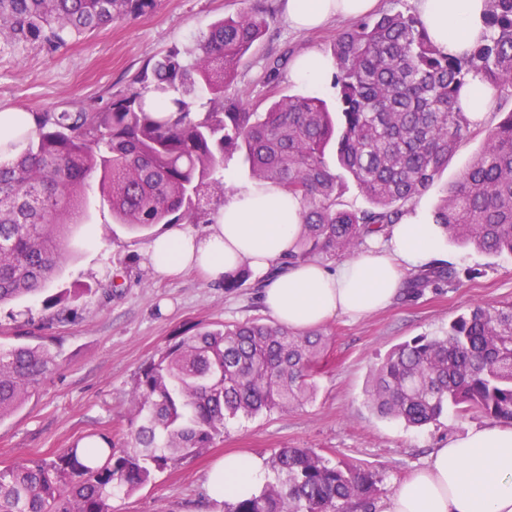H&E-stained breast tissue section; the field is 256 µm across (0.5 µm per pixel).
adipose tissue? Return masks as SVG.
I'll return each instance as SVG.
<instances>
[{
  "instance_id": "obj_1",
  "label": "adipose tissue",
  "mask_w": 512,
  "mask_h": 512,
  "mask_svg": "<svg viewBox=\"0 0 512 512\" xmlns=\"http://www.w3.org/2000/svg\"><path fill=\"white\" fill-rule=\"evenodd\" d=\"M434 43L461 56L486 39L485 0H416ZM379 0H284V17L300 31L331 20H355L374 12ZM302 203L271 184L235 191L210 216L201 233L170 225L150 243L146 257L162 277L188 271L222 281L249 264L265 274L266 311L291 330L317 327L337 315L359 318L390 305L406 269L431 258L436 229L406 214L385 238L360 256L328 269L309 261L279 270L296 242ZM267 468L262 458L225 455L209 472L203 493L213 501L258 495ZM383 512H512V426L493 422L435 449L426 464L403 481Z\"/></svg>"
}]
</instances>
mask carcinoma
<instances>
[{
    "instance_id": "obj_1",
    "label": "carcinoma",
    "mask_w": 512,
    "mask_h": 512,
    "mask_svg": "<svg viewBox=\"0 0 512 512\" xmlns=\"http://www.w3.org/2000/svg\"><path fill=\"white\" fill-rule=\"evenodd\" d=\"M156 0H0V55L52 51L84 33L147 13ZM245 6L216 22L195 46L146 63L127 92L103 106L64 102L32 112L0 163V305L35 294L68 259L65 228L83 223L86 189L98 178L115 224L145 231L194 222L211 190L224 192V159L241 155L249 175L301 199L300 231L279 269L320 256L351 257L387 233L448 167L472 122L458 105L478 76L512 92V0H487V40L451 57L420 19L382 13L336 39V108L323 99L280 95L264 112L224 103V89L268 27ZM368 206L340 207L347 181ZM433 223L453 241L512 255V111L486 130L483 145L445 188ZM251 277L246 264L224 288ZM452 278L440 262L409 276L416 298ZM84 288L43 301L48 324L67 320ZM326 348L322 332L246 321L201 327L137 374L126 434L73 445L0 469V512H112L158 471L211 448L237 416L313 400ZM41 344L0 347V422L57 367ZM368 403L380 416L419 427L451 410L512 423V307L476 304L439 337L416 336L374 370ZM259 495L227 512H372L376 475L332 465L311 448H284Z\"/></svg>"
}]
</instances>
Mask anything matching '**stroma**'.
<instances>
[{"label":"stroma","mask_w":512,"mask_h":512,"mask_svg":"<svg viewBox=\"0 0 512 512\" xmlns=\"http://www.w3.org/2000/svg\"><path fill=\"white\" fill-rule=\"evenodd\" d=\"M275 21L255 42L225 100L247 102L261 111L273 96H316L335 104L331 81L308 84L291 76L295 57L309 49L331 55L347 22L301 33L289 27L281 0H254ZM242 0H157L146 14L112 22L52 51L0 56V112H41L62 100L85 106L121 95L143 65L173 47H186L214 21L235 15ZM279 64L276 81L270 65ZM485 130L473 128L447 169L410 205L431 223L437 199L483 144ZM152 233L113 223L97 185L87 189L84 223L67 232L69 259L44 293L0 305V346L38 338L61 353L58 371L12 416L0 422V469L24 458L53 455L91 433L126 427L133 382L140 368L181 336L207 325L270 322L258 276L228 291L223 284L189 272L157 277L147 264ZM452 272L443 288L413 299H397L360 320L337 317L322 325L326 365L313 401L286 410L226 420L214 447L155 473L132 494L115 495L112 512H224L207 500L202 484L210 466L227 452H247L272 462L284 448H311L332 462H347L377 477L375 506L383 508L398 484L422 467L431 452L488 424L480 414L448 412L420 428L378 416L366 402L374 369L396 345L415 336H441L470 306L512 303V256H491L446 238L433 254ZM124 271L121 292L104 300L100 286ZM81 289L67 321L39 328L45 295Z\"/></svg>","instance_id":"obj_1"}]
</instances>
